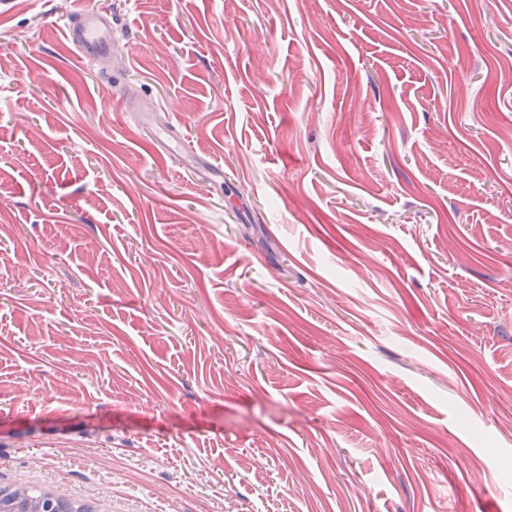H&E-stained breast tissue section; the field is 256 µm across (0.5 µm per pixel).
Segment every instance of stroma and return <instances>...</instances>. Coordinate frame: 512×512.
<instances>
[{
	"label": "stroma",
	"instance_id": "obj_1",
	"mask_svg": "<svg viewBox=\"0 0 512 512\" xmlns=\"http://www.w3.org/2000/svg\"><path fill=\"white\" fill-rule=\"evenodd\" d=\"M73 2L0 5V479L512 512V0ZM63 31L84 59L99 61L109 57L112 23L100 6L76 8L68 15Z\"/></svg>",
	"mask_w": 512,
	"mask_h": 512
}]
</instances>
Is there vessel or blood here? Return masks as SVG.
I'll return each mask as SVG.
<instances>
[{"instance_id":"obj_1","label":"vessel or blood","mask_w":512,"mask_h":512,"mask_svg":"<svg viewBox=\"0 0 512 512\" xmlns=\"http://www.w3.org/2000/svg\"><path fill=\"white\" fill-rule=\"evenodd\" d=\"M112 23L97 6L79 7L67 17L64 35L83 58L99 61L109 57Z\"/></svg>"}]
</instances>
